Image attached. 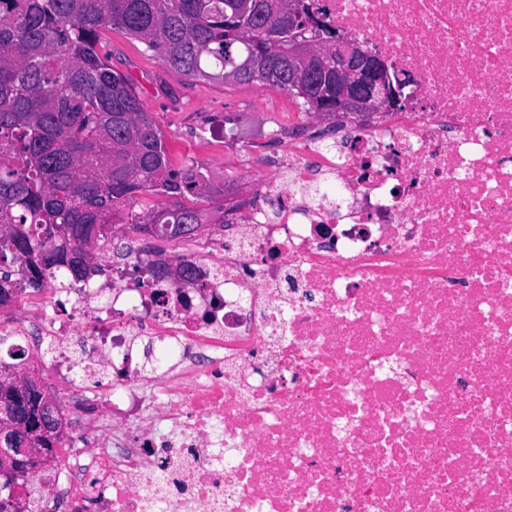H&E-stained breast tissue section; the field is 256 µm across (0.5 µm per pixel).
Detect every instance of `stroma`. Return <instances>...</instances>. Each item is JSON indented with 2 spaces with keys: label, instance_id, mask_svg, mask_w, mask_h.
Returning <instances> with one entry per match:
<instances>
[{
  "label": "stroma",
  "instance_id": "stroma-1",
  "mask_svg": "<svg viewBox=\"0 0 512 512\" xmlns=\"http://www.w3.org/2000/svg\"><path fill=\"white\" fill-rule=\"evenodd\" d=\"M101 41L113 68L131 78L142 110L163 131L173 166L198 165L223 185L220 204H246L255 184L241 141L255 114L266 113L274 126L288 122L303 111L302 99L257 83L181 75L119 28L105 29Z\"/></svg>",
  "mask_w": 512,
  "mask_h": 512
}]
</instances>
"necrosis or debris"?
<instances>
[{"instance_id": "necrosis-or-debris-1", "label": "necrosis or debris", "mask_w": 512, "mask_h": 512, "mask_svg": "<svg viewBox=\"0 0 512 512\" xmlns=\"http://www.w3.org/2000/svg\"><path fill=\"white\" fill-rule=\"evenodd\" d=\"M315 4L404 104L295 113L277 211L174 251L195 282L15 280L60 423L20 512H512V0Z\"/></svg>"}]
</instances>
